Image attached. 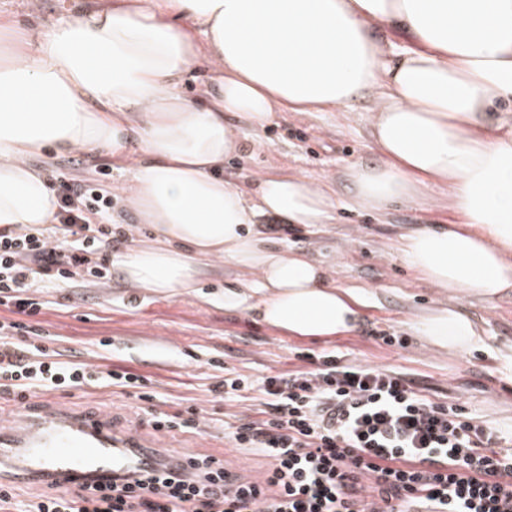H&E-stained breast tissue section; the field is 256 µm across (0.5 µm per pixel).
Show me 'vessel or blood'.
<instances>
[{
  "mask_svg": "<svg viewBox=\"0 0 512 512\" xmlns=\"http://www.w3.org/2000/svg\"><path fill=\"white\" fill-rule=\"evenodd\" d=\"M0 447L11 450L19 482L66 487L150 468L155 455L150 441L117 432L111 416L27 399L0 404Z\"/></svg>",
  "mask_w": 512,
  "mask_h": 512,
  "instance_id": "vessel-or-blood-1",
  "label": "vessel or blood"
}]
</instances>
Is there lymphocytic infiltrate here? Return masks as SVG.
Masks as SVG:
<instances>
[{"mask_svg":"<svg viewBox=\"0 0 512 512\" xmlns=\"http://www.w3.org/2000/svg\"><path fill=\"white\" fill-rule=\"evenodd\" d=\"M58 222L0 231V402L82 392L99 384L134 389L149 402L150 378L123 366L63 359L30 325L50 289L112 279L109 250L125 240L112 223V195L90 181L61 180ZM310 370L254 381L228 370L225 399L258 396L233 425L235 448L267 458L262 481L216 469L197 455L136 476L74 489L44 484L25 502L0 482V507L19 512H512V434L459 402H437L405 373L326 350Z\"/></svg>","mask_w":512,"mask_h":512,"instance_id":"f902f5d3","label":"lymphocytic infiltrate"}]
</instances>
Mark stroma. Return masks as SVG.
Wrapping results in <instances>:
<instances>
[{
  "label": "stroma",
  "mask_w": 512,
  "mask_h": 512,
  "mask_svg": "<svg viewBox=\"0 0 512 512\" xmlns=\"http://www.w3.org/2000/svg\"><path fill=\"white\" fill-rule=\"evenodd\" d=\"M88 0H40L38 12L29 0H0V12L27 25L68 19ZM369 94L353 98L339 112H282L274 124L247 129L235 114L229 125L240 129L249 150L224 162L225 178L246 184L250 174H305L327 179L339 205L336 221L313 231L298 230L280 239L283 248H300L332 270L341 286L365 288L368 299L359 327L350 334L309 340L282 333L252 318L224 308V289L243 276L227 263L202 277L195 292L159 295L129 287L120 273L108 285L53 290L51 306L39 315L40 325L55 338L63 357L98 365L103 358L124 363L154 381L155 408L169 414L195 406L203 422L200 431L176 433L178 448L187 454L221 456L241 474L261 477L264 458L240 454L225 436L229 415H248V402H227L212 391L225 369L259 379L278 372L308 368L305 354L340 349L349 358L379 368L407 373L434 399L455 397L490 425L512 427V293L494 309L474 303L473 313L484 323L488 351L468 355H437L425 349L410 328L414 314L438 303L440 294L419 280L392 251L395 236L415 224H444L450 215L440 190L428 200L376 212L355 205L345 176L348 165L375 164L378 153L370 143L366 110ZM72 154H47L44 163L70 178L88 179L107 191L127 180L111 159L84 153L82 164ZM406 337L405 347H390L383 336ZM49 403L76 411L104 410L118 431L145 438L154 432L138 401L118 387H93L85 392L54 394Z\"/></svg>",
  "instance_id": "1"
}]
</instances>
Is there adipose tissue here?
<instances>
[{"mask_svg": "<svg viewBox=\"0 0 512 512\" xmlns=\"http://www.w3.org/2000/svg\"><path fill=\"white\" fill-rule=\"evenodd\" d=\"M198 65L212 81L201 103L180 92ZM361 92L380 160L349 166L354 202L384 211L440 185L454 217L399 238L406 266L453 296L411 327L438 353L483 349L468 306L512 289V0H92L38 28L0 13V228L55 223L56 194L32 163L46 150L131 157L120 194L150 238L115 258L130 286L189 293L229 261L251 275L225 289V309L292 336L349 333L363 289L261 231L327 223L335 191L301 174L256 175L248 192L226 180L241 139L224 117L262 129Z\"/></svg>", "mask_w": 512, "mask_h": 512, "instance_id": "adipose-tissue-1", "label": "adipose tissue"}]
</instances>
